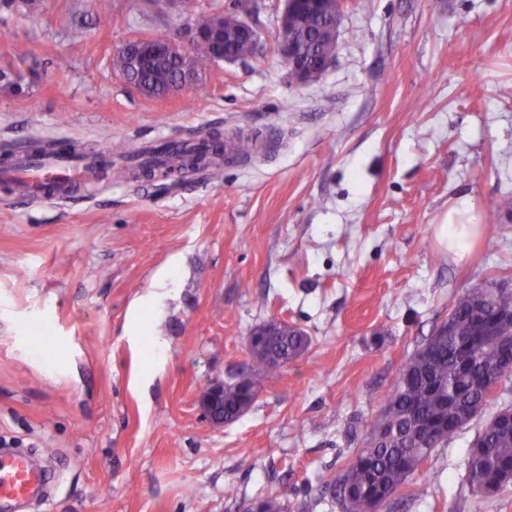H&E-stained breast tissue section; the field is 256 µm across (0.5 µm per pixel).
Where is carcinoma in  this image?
<instances>
[{"instance_id": "carcinoma-1", "label": "carcinoma", "mask_w": 512, "mask_h": 512, "mask_svg": "<svg viewBox=\"0 0 512 512\" xmlns=\"http://www.w3.org/2000/svg\"><path fill=\"white\" fill-rule=\"evenodd\" d=\"M294 33L311 59L318 58L325 46L319 33L325 18L295 12ZM258 43L248 38L232 41L238 60L252 58ZM112 69L136 88H151L158 97L170 91L178 81L179 67L166 61L139 72L131 71L124 54L112 58ZM485 305L486 319L495 334L512 333V321L496 319L498 312L512 313V288H496L489 281L465 293L450 311L448 332L426 341L403 366L384 398L381 421L392 427L390 436L373 448L358 449L355 457L326 486L333 488V498L341 512H380L393 493L404 486L431 455L484 410L488 398L479 377L498 374L502 358L495 343L471 344L483 317L474 310L475 302ZM310 344L306 334L288 329L286 336H272L267 348L276 355L268 360L254 357L258 372L275 374L298 357ZM238 388L224 387V416L236 411ZM436 421L446 432L428 438L418 432L423 421ZM467 479L476 494L498 493L512 485V428L490 427L472 448L467 460Z\"/></svg>"}]
</instances>
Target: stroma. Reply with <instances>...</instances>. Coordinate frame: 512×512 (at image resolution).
<instances>
[{
    "mask_svg": "<svg viewBox=\"0 0 512 512\" xmlns=\"http://www.w3.org/2000/svg\"><path fill=\"white\" fill-rule=\"evenodd\" d=\"M96 2L0 0V151L221 133L268 138L269 155L63 205L0 178V447L52 465L37 512H240L267 495L340 512L324 484L407 358L467 290L512 282V0H342L334 59L307 83L278 51L285 0ZM201 11L249 24L256 57L164 98L113 71L126 41L178 37ZM462 200L479 223L463 257L434 237ZM273 318L308 350L211 424L199 394L249 369L247 337ZM505 405L512 381L392 512H512V489L480 496L465 476Z\"/></svg>",
    "mask_w": 512,
    "mask_h": 512,
    "instance_id": "1",
    "label": "stroma"
}]
</instances>
